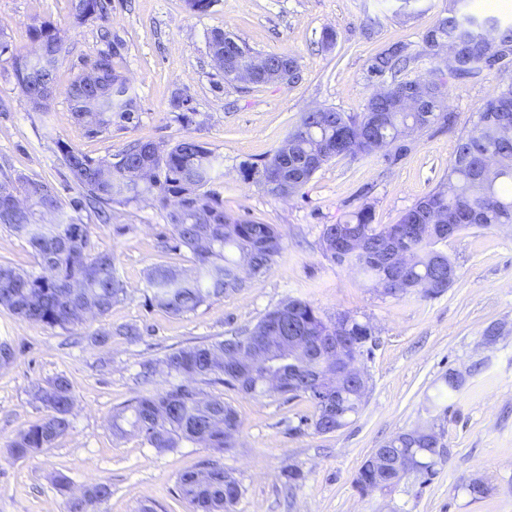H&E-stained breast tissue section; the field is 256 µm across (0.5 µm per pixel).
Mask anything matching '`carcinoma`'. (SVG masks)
Segmentation results:
<instances>
[{
  "mask_svg": "<svg viewBox=\"0 0 512 512\" xmlns=\"http://www.w3.org/2000/svg\"><path fill=\"white\" fill-rule=\"evenodd\" d=\"M471 0H449L435 22L423 34V49L413 54L409 46L394 42L367 61L368 78L395 74L425 56L436 64L434 79L393 82L380 94L373 93L362 112L347 114L323 108L304 110L299 123L288 132L273 154L259 162L244 163V178L254 181L269 195L280 196L278 187L258 177L262 172L277 175L288 183L294 194L300 193L315 173L339 155L369 158L377 154L369 143L377 139L390 147L384 158L395 163L409 147L404 132H423L433 126L448 128L453 117L446 105L448 79L476 78L495 73L498 82L489 100L479 109L473 129L461 134L448 165V186L436 188L418 199L394 224L373 223L372 208L364 205L337 224H326L322 231L324 253L340 265L349 266L366 279L378 284L387 275L389 247L398 245L405 261L397 278L385 285L383 294L401 298L420 294L431 298L452 286L457 273H448L455 265L439 245L448 241L440 226L455 224L458 231L468 228L489 229L512 224V21L498 15L470 10ZM107 0H71L73 17L79 21L107 15ZM34 40L46 45L59 63L63 52L60 31L49 23L32 28ZM215 41L228 43L224 65L232 71L246 67L251 49L220 29L211 32ZM456 51L453 68L440 66L442 47ZM7 54L17 86L32 106L46 108L52 96L39 95L40 71L28 66L27 55L0 42V56ZM95 68L93 89L86 90V76L79 72L66 89V95L78 122L95 135L117 118L132 123L137 103L129 94L119 71L122 54L100 51ZM288 68V82L297 78V62L285 53L262 56ZM412 92L429 99L421 111L407 110L402 101ZM173 111L185 123L192 122L190 99L176 94L170 101ZM389 113L386 124L371 127L372 113ZM153 153L152 171L146 176L138 171L145 150ZM60 151L81 188L73 201L75 209L91 208L102 224L111 220L113 202L126 204L150 197L165 212L170 236L165 247L184 249L191 255L196 274L185 275L168 266H155L147 276L151 305L175 315L196 310L209 300L243 288L245 279L238 269L243 249L250 247L252 269L249 274L267 273L281 257L282 235L274 224L239 218L224 212V200L203 190L211 180V152L201 143L186 138L170 147L151 141L136 140L124 151L129 165L115 167L110 160H94L60 145ZM23 189L31 206L13 209L8 196H0V224L24 239L33 250L42 269L39 275L19 272L9 264H0V307L18 318L51 329L72 330L82 325L87 314L106 315L124 295L116 273L115 256L98 248L91 240L89 226L72 221L38 224L35 210L55 211L58 200L45 182L27 180ZM292 308V319L280 332L282 336H327L333 321L324 319L307 301L293 299L280 308ZM267 317L252 328L222 341L177 348L165 355L161 364L180 383L167 389L137 395L112 415L113 433L123 436L131 430L159 452L173 451L184 444H198L210 450L208 458L195 470L178 476L179 491L192 506V512H228L242 496L241 484L224 468V451L240 432L239 412L219 396H204L199 384L223 385L253 398L305 396L314 407L312 418L300 423L312 425L320 434L332 433L346 426L356 416L363 395L351 385L343 390L342 415H326L318 391L308 386L315 364H294L292 384L269 386L262 368L251 367L240 375L229 359L242 347L261 336ZM369 326L349 317L345 329L353 356L370 352L363 342ZM445 388L427 398L430 409L447 413L444 398L457 391L462 378L448 373ZM34 402L46 410L44 418L20 431L9 444L13 456L21 459L51 448L71 426L72 388L68 380L57 377L33 386ZM394 462L416 458L420 468L415 475L432 480L445 462L446 449L434 446L418 429L396 434L382 445ZM403 480L394 464L385 470L375 468L365 459L354 484L367 493L390 489Z\"/></svg>",
  "mask_w": 512,
  "mask_h": 512,
  "instance_id": "1",
  "label": "carcinoma"
}]
</instances>
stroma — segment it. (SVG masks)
<instances>
[{"label":"stroma","instance_id":"obj_1","mask_svg":"<svg viewBox=\"0 0 512 512\" xmlns=\"http://www.w3.org/2000/svg\"><path fill=\"white\" fill-rule=\"evenodd\" d=\"M444 4L417 0L412 13L396 16L395 0H213L204 12L191 11L186 0H111L107 20L78 23L70 0H0V39L12 49L33 52L37 44L30 30L44 22L65 36L57 92L43 110L32 107L7 57H0V182L51 184L59 208L39 216V223L71 218L88 225L92 240L114 251L125 289L105 317L88 318L70 332L0 308V342L16 351L15 360L0 368V512H68L73 498L98 483L109 485L112 495L88 512H140L144 505L154 512H190L177 477L207 458L208 449L187 444L160 452L137 435L113 436L112 411L139 392L171 384L161 367L150 382H142L146 361L163 359L174 348L224 340L291 299L309 302L324 316L348 313L373 327L372 352L358 361L369 381L367 395L353 422L319 434L299 423L313 414L307 398H252L213 386L243 420L224 453L225 468L243 486L233 512H512V224L449 238L443 249L457 278L434 298L384 296L356 270L329 261L321 242L324 225L361 206L372 207L375 223L392 224L445 183L455 142L491 96L493 75L449 81L453 128L413 136L398 162L379 155L339 156L288 198L267 195L240 173L241 163L272 153L304 109L361 112L375 88L366 73L369 57L394 41L420 50ZM327 28L337 34L328 49L321 45ZM216 29L256 52L294 57L300 80L246 89L225 83L207 49ZM111 38L122 45L121 72L136 98L137 118L89 135L65 90ZM177 94L195 109L190 123L170 108ZM185 138L216 157L208 188L223 199L226 213L277 225L284 252L241 291L174 315L150 305L147 273L157 265L188 272L194 266L188 253L164 249L162 237L169 231L164 212L151 201L116 203L111 223L101 224L92 211H75L72 202L80 189L59 146L66 143L99 159L135 140L173 144ZM131 323L141 330L138 339L118 333ZM492 325L501 334L489 345L484 332ZM102 332L107 341L96 342ZM451 372L461 374L464 383L449 398L447 414L432 416L426 399ZM58 376L72 386L70 430L52 448L14 458L10 441L45 415L31 402L30 388ZM433 422L445 429L448 455L430 483L420 485L411 476L389 490L358 492L354 478L372 449ZM288 466L303 474L290 488L281 475ZM60 475L68 479L67 490L56 484ZM475 478L488 486L477 501L466 490Z\"/></svg>","mask_w":512,"mask_h":512}]
</instances>
